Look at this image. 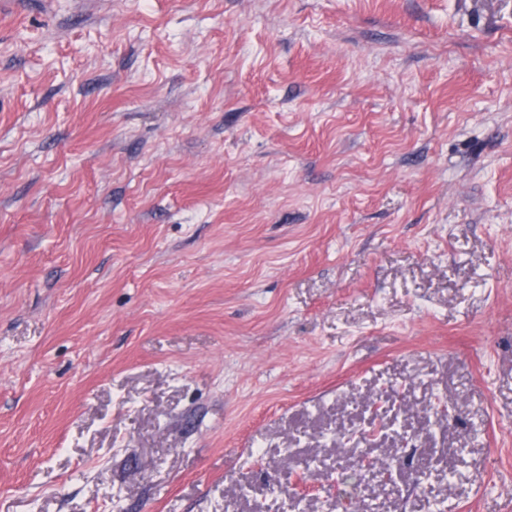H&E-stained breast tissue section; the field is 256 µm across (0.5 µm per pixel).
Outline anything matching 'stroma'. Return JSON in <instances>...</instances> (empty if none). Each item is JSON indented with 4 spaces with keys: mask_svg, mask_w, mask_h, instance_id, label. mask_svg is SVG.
Masks as SVG:
<instances>
[{
    "mask_svg": "<svg viewBox=\"0 0 512 512\" xmlns=\"http://www.w3.org/2000/svg\"><path fill=\"white\" fill-rule=\"evenodd\" d=\"M365 456L512 512V0H0V512Z\"/></svg>",
    "mask_w": 512,
    "mask_h": 512,
    "instance_id": "obj_1",
    "label": "stroma"
}]
</instances>
